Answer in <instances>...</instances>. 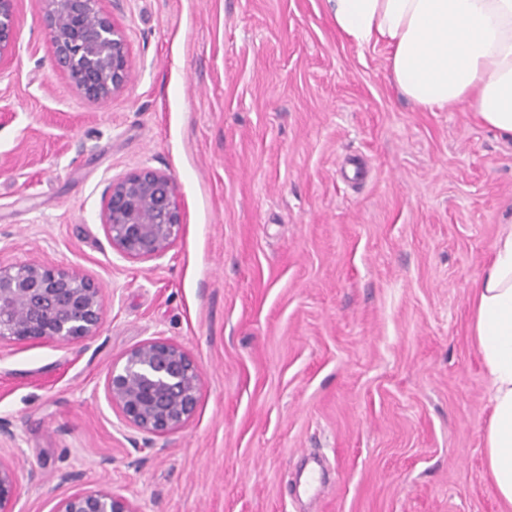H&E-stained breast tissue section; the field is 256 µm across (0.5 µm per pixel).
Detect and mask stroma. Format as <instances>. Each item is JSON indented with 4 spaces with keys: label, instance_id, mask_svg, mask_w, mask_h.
Returning <instances> with one entry per match:
<instances>
[{
    "label": "stroma",
    "instance_id": "stroma-1",
    "mask_svg": "<svg viewBox=\"0 0 512 512\" xmlns=\"http://www.w3.org/2000/svg\"><path fill=\"white\" fill-rule=\"evenodd\" d=\"M132 71L104 103L57 68L44 0L0 65V263L101 288L95 336L0 344L14 512L110 489L140 512H512L485 469L474 285L512 224V136L403 98L326 0H101ZM169 174L181 232L130 260L111 180ZM181 344L189 424L129 428L113 363Z\"/></svg>",
    "mask_w": 512,
    "mask_h": 512
}]
</instances>
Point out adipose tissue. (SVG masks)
I'll list each match as a JSON object with an SVG mask.
<instances>
[{
    "instance_id": "1",
    "label": "adipose tissue",
    "mask_w": 512,
    "mask_h": 512,
    "mask_svg": "<svg viewBox=\"0 0 512 512\" xmlns=\"http://www.w3.org/2000/svg\"><path fill=\"white\" fill-rule=\"evenodd\" d=\"M351 43L385 44L400 93L424 111L467 106L512 135V0H328ZM471 336L489 380L485 463L512 506V227L494 241L471 301Z\"/></svg>"
}]
</instances>
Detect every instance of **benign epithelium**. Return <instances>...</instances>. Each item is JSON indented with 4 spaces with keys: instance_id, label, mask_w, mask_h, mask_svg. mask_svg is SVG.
<instances>
[{
    "instance_id": "7a95c632",
    "label": "benign epithelium",
    "mask_w": 512,
    "mask_h": 512,
    "mask_svg": "<svg viewBox=\"0 0 512 512\" xmlns=\"http://www.w3.org/2000/svg\"><path fill=\"white\" fill-rule=\"evenodd\" d=\"M16 0H0V63L12 57ZM44 21L57 64L96 102L122 90L132 61L126 40L99 0H45ZM103 223L124 257L154 260L167 254L182 226L173 178L142 169L109 183ZM101 290L78 271L30 261L0 265V342L72 344L96 334L103 316ZM200 372L179 344L157 338L128 351L110 369L106 397L132 428L164 436L194 415ZM16 478L0 462V512H13ZM54 512H139L107 489L61 498Z\"/></svg>"
}]
</instances>
